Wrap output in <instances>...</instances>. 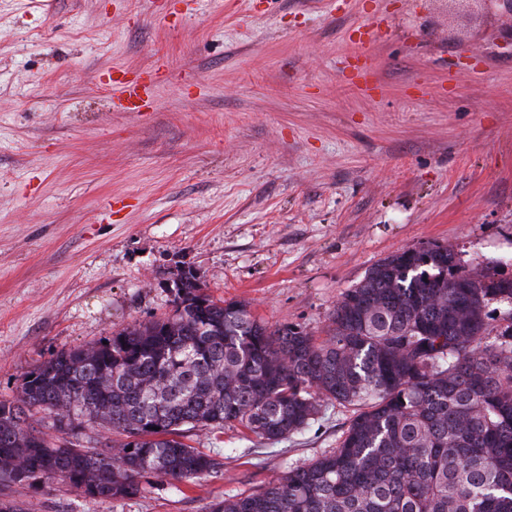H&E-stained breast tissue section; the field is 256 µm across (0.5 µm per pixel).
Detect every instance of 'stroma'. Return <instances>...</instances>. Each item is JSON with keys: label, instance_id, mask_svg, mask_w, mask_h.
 Wrapping results in <instances>:
<instances>
[{"label": "stroma", "instance_id": "35a3bbf8", "mask_svg": "<svg viewBox=\"0 0 512 512\" xmlns=\"http://www.w3.org/2000/svg\"><path fill=\"white\" fill-rule=\"evenodd\" d=\"M0 0V400L60 350L216 299L323 335L342 294L407 247L512 277V16L451 0ZM379 28L362 36L360 25ZM366 51L371 91L339 69ZM163 66L144 112L108 72ZM338 406L270 444L240 424L186 442L222 463L34 512H209L335 448Z\"/></svg>", "mask_w": 512, "mask_h": 512}]
</instances>
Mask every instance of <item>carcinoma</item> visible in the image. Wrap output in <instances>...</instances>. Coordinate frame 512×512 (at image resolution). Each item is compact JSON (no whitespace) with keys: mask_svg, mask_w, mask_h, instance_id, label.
<instances>
[{"mask_svg":"<svg viewBox=\"0 0 512 512\" xmlns=\"http://www.w3.org/2000/svg\"><path fill=\"white\" fill-rule=\"evenodd\" d=\"M177 281L172 314L59 351L0 401V484L130 498L147 476L218 472L191 430L278 443L339 404L355 413L336 448L210 512H512L511 277L403 248L342 294L321 341Z\"/></svg>","mask_w":512,"mask_h":512,"instance_id":"cac0c4a2","label":"carcinoma"}]
</instances>
